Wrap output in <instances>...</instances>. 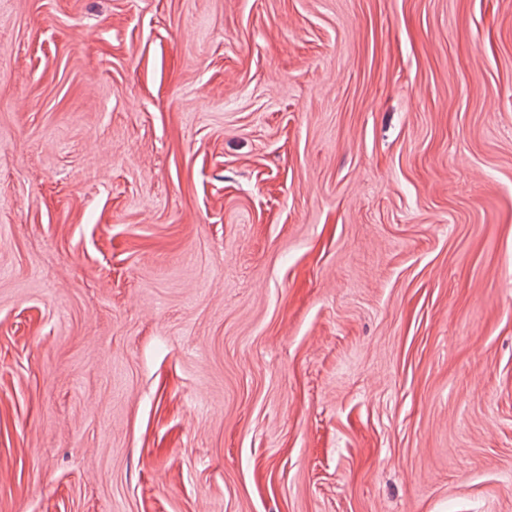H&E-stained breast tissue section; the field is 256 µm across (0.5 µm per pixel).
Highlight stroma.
Instances as JSON below:
<instances>
[{
	"label": "stroma",
	"mask_w": 512,
	"mask_h": 512,
	"mask_svg": "<svg viewBox=\"0 0 512 512\" xmlns=\"http://www.w3.org/2000/svg\"><path fill=\"white\" fill-rule=\"evenodd\" d=\"M0 512H512V0H0Z\"/></svg>",
	"instance_id": "35a3bbf8"
}]
</instances>
